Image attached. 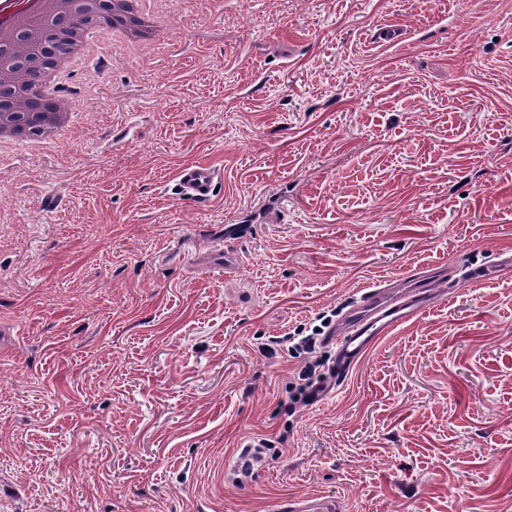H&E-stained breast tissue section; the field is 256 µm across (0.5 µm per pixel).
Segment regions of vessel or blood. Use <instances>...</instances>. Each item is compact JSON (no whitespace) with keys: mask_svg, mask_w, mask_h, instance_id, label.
I'll use <instances>...</instances> for the list:
<instances>
[{"mask_svg":"<svg viewBox=\"0 0 512 512\" xmlns=\"http://www.w3.org/2000/svg\"><path fill=\"white\" fill-rule=\"evenodd\" d=\"M218 184L214 167L195 164L180 172L176 198L204 206L214 197ZM435 281L434 272L413 271L400 279L398 288L380 284L352 297L344 315L326 333L327 343L335 349L331 379L343 383L383 336L434 306L438 301Z\"/></svg>","mask_w":512,"mask_h":512,"instance_id":"obj_1","label":"vessel or blood"}]
</instances>
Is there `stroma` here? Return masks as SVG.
Here are the masks:
<instances>
[{"mask_svg":"<svg viewBox=\"0 0 512 512\" xmlns=\"http://www.w3.org/2000/svg\"><path fill=\"white\" fill-rule=\"evenodd\" d=\"M66 86L58 142L0 153V512H512V0H184ZM448 263L297 402L334 350L295 331ZM219 184L218 171L207 164H194L183 169L176 184V200L207 205ZM284 509H289L293 512H335L337 510L336 501L326 496L288 503V506Z\"/></svg>","mask_w":512,"mask_h":512,"instance_id":"35a3bbf8","label":"stroma"}]
</instances>
